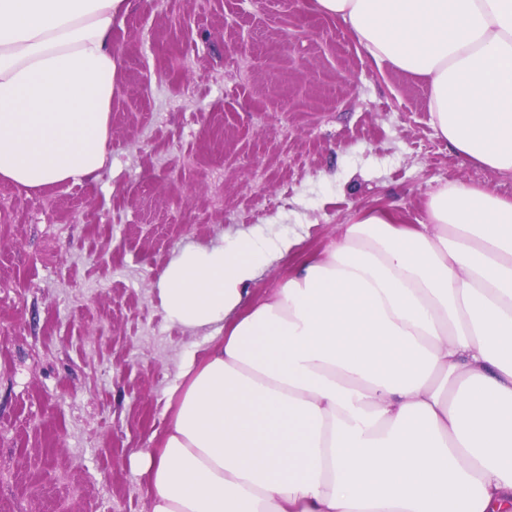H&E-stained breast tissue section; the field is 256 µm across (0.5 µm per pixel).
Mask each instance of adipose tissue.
Instances as JSON below:
<instances>
[{
    "instance_id": "1",
    "label": "adipose tissue",
    "mask_w": 512,
    "mask_h": 512,
    "mask_svg": "<svg viewBox=\"0 0 512 512\" xmlns=\"http://www.w3.org/2000/svg\"><path fill=\"white\" fill-rule=\"evenodd\" d=\"M124 0H0V180L96 181L111 141ZM376 63L422 78L450 149L512 174V0H314ZM184 246L158 289L183 327L223 328L149 476L150 512H512V198L454 182L426 219L363 209L265 300L297 246Z\"/></svg>"
}]
</instances>
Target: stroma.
<instances>
[{
  "label": "stroma",
  "mask_w": 512,
  "mask_h": 512,
  "mask_svg": "<svg viewBox=\"0 0 512 512\" xmlns=\"http://www.w3.org/2000/svg\"><path fill=\"white\" fill-rule=\"evenodd\" d=\"M112 30V152L98 179L0 181V512H149L136 466L171 418L205 329L157 283L183 245L300 238L249 302L371 204L424 216L486 184L438 136L421 78L370 60L313 0H126Z\"/></svg>",
  "instance_id": "obj_1"
}]
</instances>
